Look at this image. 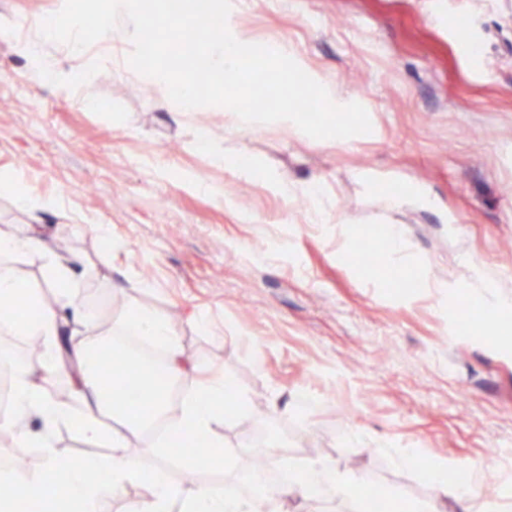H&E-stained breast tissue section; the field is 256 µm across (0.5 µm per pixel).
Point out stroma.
Masks as SVG:
<instances>
[{
	"label": "stroma",
	"mask_w": 512,
	"mask_h": 512,
	"mask_svg": "<svg viewBox=\"0 0 512 512\" xmlns=\"http://www.w3.org/2000/svg\"><path fill=\"white\" fill-rule=\"evenodd\" d=\"M62 5L0 0V178L20 182L0 194V229L41 242L13 264L44 301L51 258L74 261L78 307L60 312L71 345L88 320L150 310L185 352L174 396L222 377L245 397L219 429L228 461L183 490H236L260 428L364 479L320 512H360L373 494L455 512L440 463L512 512V347L475 338L459 313L485 282L512 322V0H236L255 43L290 47L366 109L370 133L322 140L235 127L220 106L180 112L129 66L127 19L82 56L44 39ZM201 128L224 163L197 146ZM353 244L380 268L347 265ZM44 343L0 329V412ZM26 428L63 460L108 452L34 413Z\"/></svg>",
	"instance_id": "stroma-1"
}]
</instances>
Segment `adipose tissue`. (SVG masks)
<instances>
[{"label":"adipose tissue","mask_w":512,"mask_h":512,"mask_svg":"<svg viewBox=\"0 0 512 512\" xmlns=\"http://www.w3.org/2000/svg\"><path fill=\"white\" fill-rule=\"evenodd\" d=\"M31 246V239L0 232V327L18 336L51 338L60 333L59 306H73L74 300L63 291L56 303L42 302L40 295L17 276L11 258ZM120 325L124 330L149 337L166 349L167 358L161 368L148 365L143 368L145 399L127 401L119 395L103 392V368L89 363L88 356L108 347L110 336L106 333L91 335L77 352L82 368L70 399L54 397L52 391L30 381L27 372H19L13 392L15 413L1 418V425L19 428L24 416L35 413L48 426L75 427L87 440L106 444L110 452L100 459L77 457L63 464L51 441L39 440L41 470L0 480V512H17L21 504L31 512H65L72 505L77 512H88L89 508L99 507L111 497L116 488L127 484H137L144 489L132 512H251L248 501L220 488L200 487L192 495H185L164 473L145 475L137 458L128 453L129 435L146 432L160 424L164 434L159 449L171 448L173 439L188 428L208 440L215 465H223L231 450L217 429L225 417L236 412L238 397L230 393L226 379L208 378L191 385L181 398L178 416H170L173 387L183 376L184 364V351L173 327L142 309L128 311ZM62 466L68 471V479L60 483L55 474ZM279 468L284 478L272 497L277 508L290 499L296 501L299 512H313L321 491L346 492L353 487L352 480L328 461L308 464L284 457L279 461ZM92 471L105 474V481L89 484L87 475ZM303 471L317 476L318 487H310L299 480L298 475Z\"/></svg>","instance_id":"obj_1"}]
</instances>
